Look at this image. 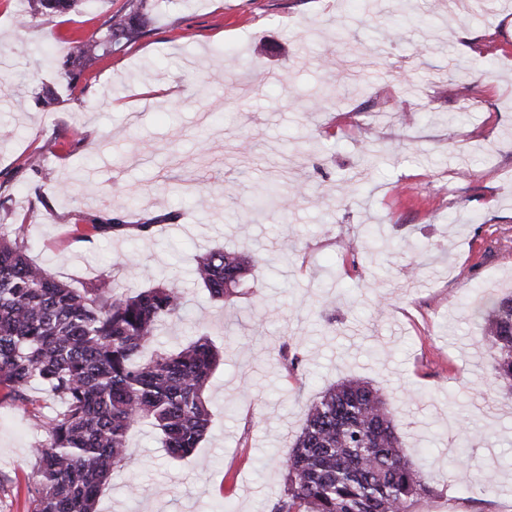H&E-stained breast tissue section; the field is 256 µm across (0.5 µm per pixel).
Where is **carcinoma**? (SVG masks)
Wrapping results in <instances>:
<instances>
[{
	"mask_svg": "<svg viewBox=\"0 0 512 512\" xmlns=\"http://www.w3.org/2000/svg\"><path fill=\"white\" fill-rule=\"evenodd\" d=\"M23 24L69 13L78 0H32ZM148 0H128L105 30L67 40L63 77L74 63L122 50L149 24ZM281 202L275 184L252 202L264 214ZM156 222L130 224L119 212L95 217L96 233L139 238ZM257 258L214 247L194 259L193 275L209 298L226 304L252 276ZM481 340L497 356L491 384L512 397V293L484 296L474 307ZM189 322L174 285L115 293L104 278L79 288L58 280L27 255L0 224V387L14 403L35 404L40 385L62 401L36 415L43 439L34 457L28 512H96L102 487L126 464L132 430L148 425L174 459L194 453L212 413L204 396L221 353L204 335L175 351L152 349L160 325ZM426 458L403 451L401 420L383 389L348 377L325 388L283 461L284 487L270 512H415L434 493Z\"/></svg>",
	"mask_w": 512,
	"mask_h": 512,
	"instance_id": "obj_1",
	"label": "carcinoma"
}]
</instances>
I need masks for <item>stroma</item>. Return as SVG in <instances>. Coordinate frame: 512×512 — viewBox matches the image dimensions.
I'll use <instances>...</instances> for the list:
<instances>
[{
  "label": "stroma",
  "mask_w": 512,
  "mask_h": 512,
  "mask_svg": "<svg viewBox=\"0 0 512 512\" xmlns=\"http://www.w3.org/2000/svg\"><path fill=\"white\" fill-rule=\"evenodd\" d=\"M152 3L146 33L72 89L42 51L127 0L25 27L30 0H0V224L73 287L175 283L195 323L163 324L157 346L197 333L224 353L199 448L173 459L136 429L99 512H269L308 405L346 377L383 388L406 453L431 463L421 512H512V399L488 384L472 314L481 292L512 291V0ZM273 182L287 208L255 214ZM124 207L158 230L90 234L89 216ZM217 245L263 258L224 308L191 273ZM41 438L0 394V512H27ZM454 464L493 490L465 491Z\"/></svg>",
  "instance_id": "stroma-1"
}]
</instances>
